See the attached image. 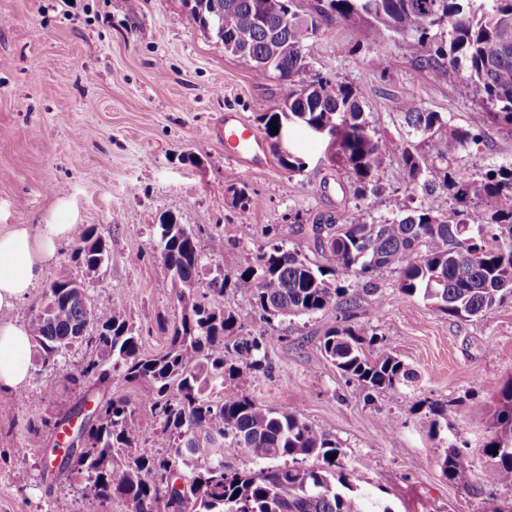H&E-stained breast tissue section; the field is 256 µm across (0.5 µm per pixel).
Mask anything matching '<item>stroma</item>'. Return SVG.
<instances>
[{
    "instance_id": "35a3bbf8",
    "label": "stroma",
    "mask_w": 512,
    "mask_h": 512,
    "mask_svg": "<svg viewBox=\"0 0 512 512\" xmlns=\"http://www.w3.org/2000/svg\"><path fill=\"white\" fill-rule=\"evenodd\" d=\"M420 54L412 38L371 44L360 26L331 18L319 27L301 79L352 84L380 135L400 131L408 95L452 125L479 128V145L452 154L471 178L511 162L505 147L511 133L484 120L459 79L420 67ZM281 94L274 76L259 77L252 62L228 54L192 22L188 0H0V233L17 224L93 225L109 251L104 266L90 272L73 261V240H63L40 287L11 321L28 323L45 286L65 276L85 285L95 311L122 301L143 353L155 355L169 344L159 319L179 312L158 243L163 216L190 228L200 248L222 236L223 252L206 266L231 276L270 241L319 260L309 224L391 219L424 200L421 188L408 185L397 155L384 163V192L355 198L326 142L298 124L290 149L305 166L285 170L259 121ZM228 112L257 134L266 168L244 175L227 157L215 128ZM243 182L254 199L245 218L230 192ZM397 280L394 270L376 277L384 304L372 319L371 298L359 283L348 287L357 303L347 310L332 306L292 319L252 314L246 332L275 340L266 349L270 375L258 376L245 392L336 440L344 472L393 512H505L512 489L499 485L484 448L495 432L488 409L512 379V300L462 321L402 294ZM344 320L371 324L414 381L371 391L333 366L321 345ZM84 357L80 345L54 363L32 355L22 392H0V512H129L121 500L94 499L79 477L42 478L45 454L56 442L53 423L81 397L71 377ZM112 388L142 414L141 453L158 454L152 391L119 378ZM433 402L448 407L447 424L436 428ZM30 419L42 424V444L27 449ZM453 444L465 451L477 494L448 481L440 468Z\"/></svg>"
}]
</instances>
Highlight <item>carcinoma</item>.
<instances>
[{
  "label": "carcinoma",
  "instance_id": "obj_1",
  "mask_svg": "<svg viewBox=\"0 0 512 512\" xmlns=\"http://www.w3.org/2000/svg\"><path fill=\"white\" fill-rule=\"evenodd\" d=\"M190 2L193 23L212 32L226 52L251 61L258 75L273 74L282 85L275 111L260 115L268 138L274 136L272 126L282 123L297 122L311 131L328 126L336 135L332 159L349 175L354 195L380 192L381 166L398 154L409 182L422 184L427 199L391 222L312 225L319 263L281 242L271 244L234 275L236 311L224 310L220 301L226 276L213 274L209 293L201 299L194 295L204 254L186 226L168 217L158 225L159 242L181 315L159 324L170 341L157 355L142 354L140 337L123 319V302L97 313L85 304L82 283L54 281L28 322L42 360L55 361L83 345L86 357L71 377L74 385H108L118 376L148 386L154 394L151 416L163 423L158 446L168 452L137 453L141 413L114 393L88 429L80 456L69 467L55 466L49 456L42 475L76 474L96 498H120L132 512H391L357 491L328 434L242 392L259 373L272 371L263 349L275 337L251 338L241 329L257 310L290 319L335 304L348 307L353 298L338 286L348 279L365 281L374 317L383 299L372 277L390 267L399 271L403 294L420 296L445 315L468 319L491 313L512 299V163L472 180L454 166L450 153L477 142L476 128L451 125L409 96L401 105L400 136H378L354 87L323 78L304 83L299 76L308 68L320 21L335 16L362 25L372 44L390 33L414 39L422 50L421 67L462 77L487 119L512 129V0H489L486 8L474 7V0H317L309 14L301 13L297 0ZM428 174L445 192L430 189ZM231 191L240 216L247 217L253 204L247 184ZM107 257L96 227L85 228L72 258L96 271ZM323 350L343 374L372 391L413 379L373 328L334 327L324 336ZM489 414L496 431L485 452L494 460L498 481L512 486V378ZM226 448L243 450L261 467H228ZM300 457L318 458L323 465L299 466ZM440 467L448 481L478 492L458 446L448 447Z\"/></svg>",
  "mask_w": 512,
  "mask_h": 512
}]
</instances>
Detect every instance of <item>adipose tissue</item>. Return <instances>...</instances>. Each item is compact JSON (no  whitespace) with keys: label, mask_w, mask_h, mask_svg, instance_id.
I'll return each instance as SVG.
<instances>
[{"label":"adipose tissue","mask_w":512,"mask_h":512,"mask_svg":"<svg viewBox=\"0 0 512 512\" xmlns=\"http://www.w3.org/2000/svg\"><path fill=\"white\" fill-rule=\"evenodd\" d=\"M70 224L16 225L0 233V312L13 311L38 287L44 267L59 243L71 236ZM31 337L26 326L0 324V390L19 389L31 375Z\"/></svg>","instance_id":"ef3b65f1"}]
</instances>
